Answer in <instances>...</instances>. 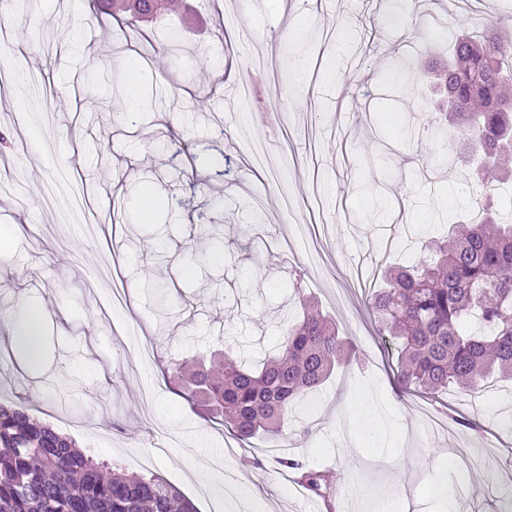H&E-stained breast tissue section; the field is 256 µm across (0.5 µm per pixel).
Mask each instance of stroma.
Wrapping results in <instances>:
<instances>
[{
  "instance_id": "1",
  "label": "stroma",
  "mask_w": 512,
  "mask_h": 512,
  "mask_svg": "<svg viewBox=\"0 0 512 512\" xmlns=\"http://www.w3.org/2000/svg\"><path fill=\"white\" fill-rule=\"evenodd\" d=\"M483 2L469 19L447 17L449 0H321L315 12L309 0H187L143 24L158 48L145 59L129 52L124 15L99 19L92 0H0V27L33 47L21 64L0 42V70L39 80L21 94L25 121H7L0 102V314L45 311L42 362L1 353L0 399L28 398L81 448L159 473L199 512H252L253 488L266 512H371L373 490L397 484L432 512L429 486L456 482L452 453L469 462L462 512H507L512 447L486 441L512 417V380L492 384V411L475 397L398 390L396 348L367 308L386 265L417 264L421 241L467 213L449 183L480 192L464 146L429 119L448 109L436 72L450 33L512 34V0ZM170 29L182 47L167 53ZM73 41L80 52H67ZM403 60L416 75L410 96L399 91ZM119 66L127 82L114 96ZM136 97L151 109L130 111ZM249 128L273 171L253 166ZM146 186L152 223L139 219ZM113 224L125 227L120 240ZM303 296L338 322L360 363L301 404L311 437L237 441L191 408L172 368L225 347L247 359L275 351ZM366 385L406 425L387 457L347 432L343 411ZM457 415L480 417L482 430ZM283 457L330 471L326 496L297 483Z\"/></svg>"
}]
</instances>
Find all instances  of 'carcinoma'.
Returning a JSON list of instances; mask_svg holds the SVG:
<instances>
[{
  "label": "carcinoma",
  "instance_id": "carcinoma-1",
  "mask_svg": "<svg viewBox=\"0 0 512 512\" xmlns=\"http://www.w3.org/2000/svg\"><path fill=\"white\" fill-rule=\"evenodd\" d=\"M183 0H96L99 13L121 11L136 22L167 16ZM438 80L448 94L457 137L478 157V182L490 184L501 160L512 157V46L494 33L456 37L452 60ZM476 221L454 225L446 239L424 246L418 265L386 272L371 310L398 351L397 383L424 393L455 388L470 396L498 372L512 376V224H499L493 204ZM476 318L488 333L469 330ZM336 321L307 305L283 332L277 355L247 366L228 350L187 372V400L220 417L247 441L288 428L305 392L347 362ZM320 495L326 475L303 470ZM0 512H198L195 503L160 474H134L95 459L75 440L0 402Z\"/></svg>",
  "mask_w": 512,
  "mask_h": 512
}]
</instances>
